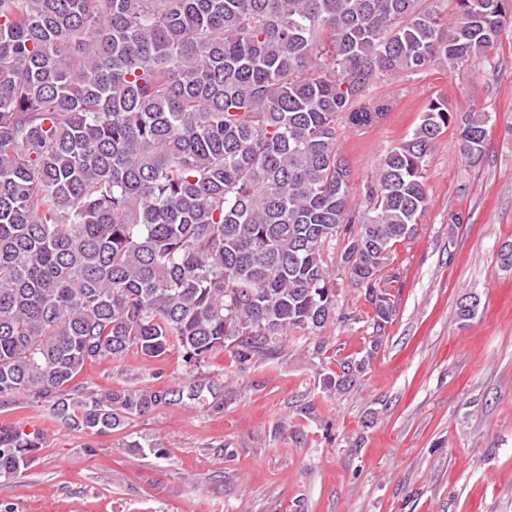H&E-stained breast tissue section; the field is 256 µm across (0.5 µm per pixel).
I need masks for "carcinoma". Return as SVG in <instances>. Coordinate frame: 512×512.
<instances>
[{
  "label": "carcinoma",
  "instance_id": "carcinoma-1",
  "mask_svg": "<svg viewBox=\"0 0 512 512\" xmlns=\"http://www.w3.org/2000/svg\"><path fill=\"white\" fill-rule=\"evenodd\" d=\"M0 0V401L47 404L108 434L159 407L224 409L218 380L70 393L136 348L191 368L227 350L273 359L290 331L336 322V272L372 306L370 353L397 307L380 272L428 204L435 140L470 163L489 113L433 97L349 210L338 128L391 110L383 77L484 54L512 0ZM342 247H337V244ZM365 361L341 359L328 392ZM37 433L0 424V474Z\"/></svg>",
  "mask_w": 512,
  "mask_h": 512
}]
</instances>
